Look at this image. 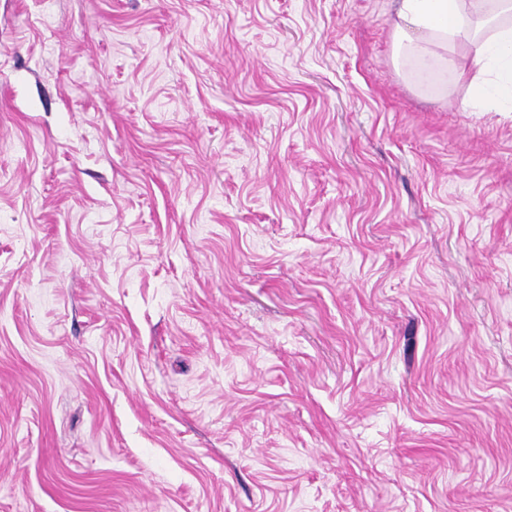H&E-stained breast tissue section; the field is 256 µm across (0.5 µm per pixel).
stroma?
<instances>
[{"label":"stroma","mask_w":512,"mask_h":512,"mask_svg":"<svg viewBox=\"0 0 512 512\" xmlns=\"http://www.w3.org/2000/svg\"><path fill=\"white\" fill-rule=\"evenodd\" d=\"M396 0H0V512H512V112Z\"/></svg>","instance_id":"1"}]
</instances>
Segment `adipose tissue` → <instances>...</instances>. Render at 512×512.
<instances>
[{"mask_svg": "<svg viewBox=\"0 0 512 512\" xmlns=\"http://www.w3.org/2000/svg\"><path fill=\"white\" fill-rule=\"evenodd\" d=\"M480 0H400L393 45L397 56L418 67L440 64L457 39L471 46L477 73L471 78L470 103H488L512 112V21L477 17Z\"/></svg>", "mask_w": 512, "mask_h": 512, "instance_id": "obj_1", "label": "adipose tissue"}]
</instances>
